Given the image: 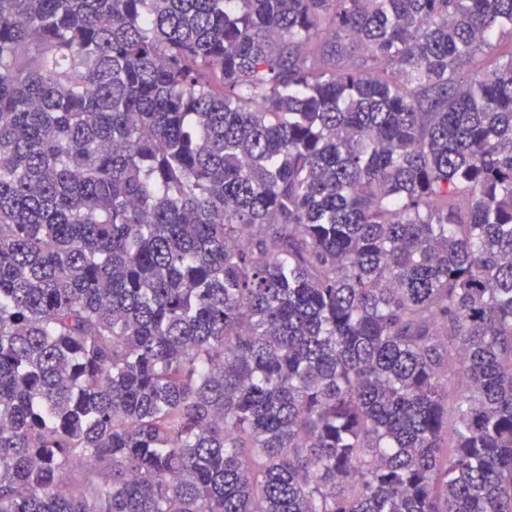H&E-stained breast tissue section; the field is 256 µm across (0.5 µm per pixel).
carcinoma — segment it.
Segmentation results:
<instances>
[{"mask_svg":"<svg viewBox=\"0 0 512 512\" xmlns=\"http://www.w3.org/2000/svg\"><path fill=\"white\" fill-rule=\"evenodd\" d=\"M512 0H0V512H512Z\"/></svg>","mask_w":512,"mask_h":512,"instance_id":"cac0c4a2","label":"carcinoma"}]
</instances>
